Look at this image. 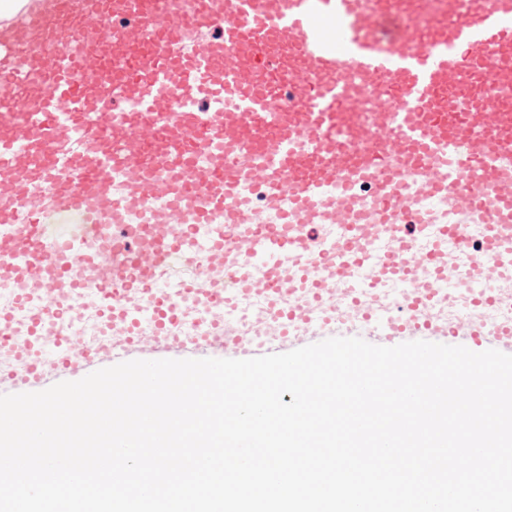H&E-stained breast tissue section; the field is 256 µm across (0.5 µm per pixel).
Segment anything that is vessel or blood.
Returning <instances> with one entry per match:
<instances>
[{"label":"vessel or blood","instance_id":"b4317fda","mask_svg":"<svg viewBox=\"0 0 512 512\" xmlns=\"http://www.w3.org/2000/svg\"><path fill=\"white\" fill-rule=\"evenodd\" d=\"M38 3L0 25V281L13 286L0 383L13 392L132 350L279 353L413 265L493 288L512 267V0ZM427 224L436 249L414 252ZM470 224L487 251L460 268L444 251ZM89 288L111 329L97 347L69 320ZM265 294L259 332L177 330L189 308ZM382 324L392 346L512 343L511 323Z\"/></svg>","mask_w":512,"mask_h":512}]
</instances>
